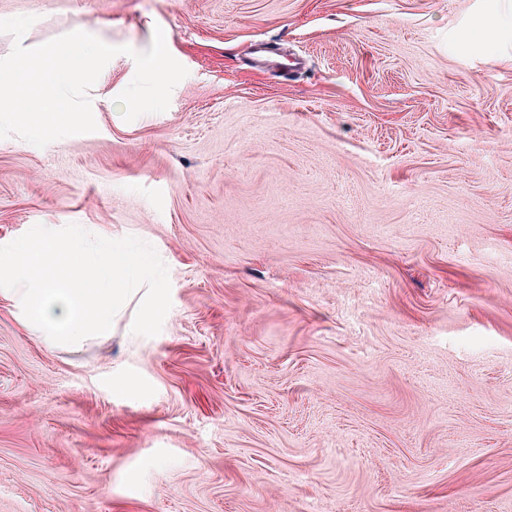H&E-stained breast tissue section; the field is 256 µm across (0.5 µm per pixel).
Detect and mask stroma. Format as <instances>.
I'll use <instances>...</instances> for the list:
<instances>
[{"instance_id": "stroma-1", "label": "stroma", "mask_w": 512, "mask_h": 512, "mask_svg": "<svg viewBox=\"0 0 512 512\" xmlns=\"http://www.w3.org/2000/svg\"><path fill=\"white\" fill-rule=\"evenodd\" d=\"M188 71L0 139V245L166 264L161 332L52 349L0 294V512H512V0H0ZM301 57L290 77L251 49Z\"/></svg>"}]
</instances>
